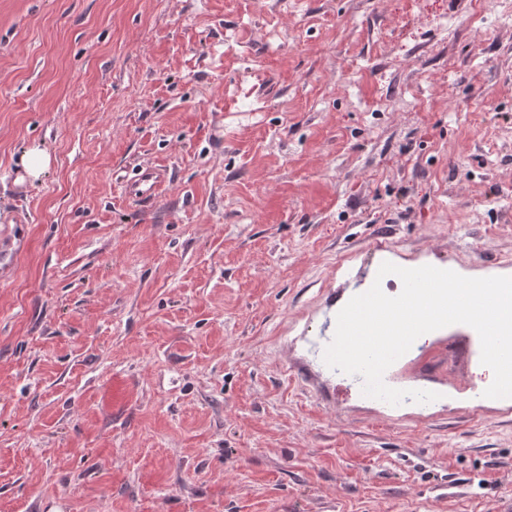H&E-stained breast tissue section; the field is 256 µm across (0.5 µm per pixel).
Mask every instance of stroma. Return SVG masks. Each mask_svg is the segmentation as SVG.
<instances>
[{
	"label": "stroma",
	"instance_id": "obj_1",
	"mask_svg": "<svg viewBox=\"0 0 512 512\" xmlns=\"http://www.w3.org/2000/svg\"><path fill=\"white\" fill-rule=\"evenodd\" d=\"M494 11L0 0V211L31 215L0 274V512H499L512 400L474 402L468 328L388 372L439 395L394 411L281 359L381 261L512 276ZM146 162L174 175L149 210L117 188ZM20 161L27 176L37 180L51 167L52 157L46 149L36 145L28 148Z\"/></svg>",
	"mask_w": 512,
	"mask_h": 512
}]
</instances>
